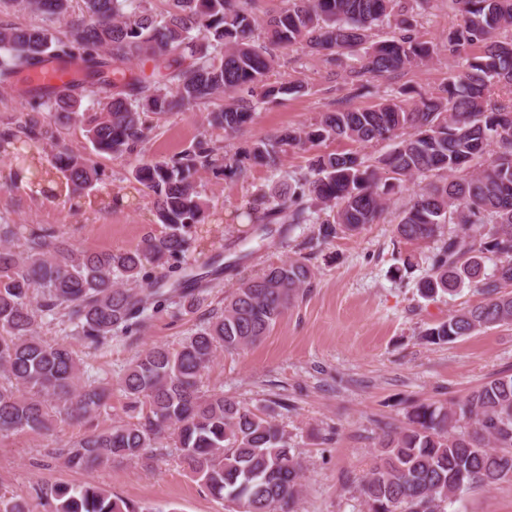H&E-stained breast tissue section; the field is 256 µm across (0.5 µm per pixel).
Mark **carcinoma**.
I'll list each match as a JSON object with an SVG mask.
<instances>
[{
	"label": "carcinoma",
	"instance_id": "carcinoma-1",
	"mask_svg": "<svg viewBox=\"0 0 512 512\" xmlns=\"http://www.w3.org/2000/svg\"><path fill=\"white\" fill-rule=\"evenodd\" d=\"M71 0H19L22 9L61 19ZM88 21L63 33L39 25L0 22V84L52 58L78 56L100 76L112 68L104 94L78 84L35 90L31 111L0 129V154L23 163L15 178H35L50 191L89 196L102 182L92 158L57 145L74 121L85 127L97 154L114 158L141 153L149 119L224 98L208 124L226 134L252 121L256 105L302 96L301 81L272 83L278 53L300 45L329 67L346 55L358 66L345 77L347 105L309 125L289 127L224 156L203 136L169 160L145 161L132 171L153 199L159 236L133 250H80L46 230L33 231L20 250L19 227L0 224V434L48 432L55 418L91 422L107 405L112 384L91 378L64 343L38 336L45 320L61 313L77 334L100 346L143 327L149 307L168 298L165 278L183 269L191 229L208 223L210 199L196 175L225 172L246 179L252 168L278 169L291 149L326 141L365 146L391 141L371 158L358 150L315 153L306 171L276 183L252 200L248 217L269 224L317 225V239L354 236L376 223L393 196L416 176H434L396 216L395 232L407 242L434 244L421 296L434 300L468 284L484 296L432 324L424 338L451 343L481 330L512 326V98L491 89L512 87V0H451L463 23L441 47L461 59L462 71L428 92L403 89L412 101L386 99L358 108L349 101L433 58L435 45L419 39L417 17L431 0H287L265 23L252 0H167L157 13L151 0H83ZM394 23V34L371 40L372 31ZM133 61L152 64L150 74L127 72ZM240 90L249 98L237 97ZM98 110H81L84 93ZM492 270H484L485 262ZM140 283L122 288L116 278ZM315 272L303 258L269 264L240 281L224 298V311L177 349L154 346L130 364L119 382L133 420L87 433L66 453L73 469L139 459L171 440L187 466L226 512H298L303 466L288 436L266 414L201 391L217 351L247 348L266 336L303 298ZM203 276L189 273L171 285L183 309L200 306ZM512 481V375L484 383L448 405H411L407 426L385 434L377 462L362 483L366 512H447L465 490ZM53 512H141L95 485L54 491Z\"/></svg>",
	"mask_w": 512,
	"mask_h": 512
}]
</instances>
